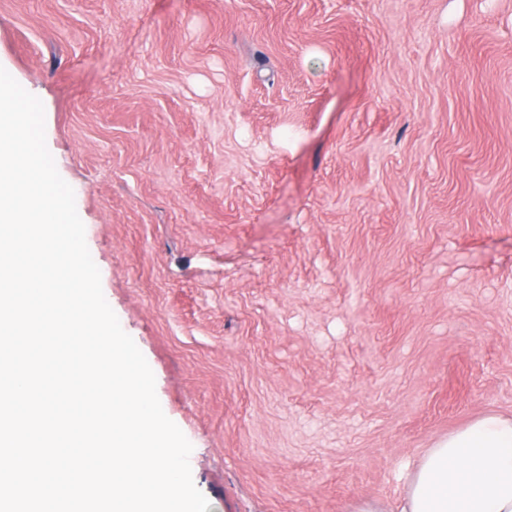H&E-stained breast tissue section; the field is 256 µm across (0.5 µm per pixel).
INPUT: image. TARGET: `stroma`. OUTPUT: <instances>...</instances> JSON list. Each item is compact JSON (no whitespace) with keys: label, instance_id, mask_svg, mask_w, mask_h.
<instances>
[{"label":"stroma","instance_id":"obj_1","mask_svg":"<svg viewBox=\"0 0 512 512\" xmlns=\"http://www.w3.org/2000/svg\"><path fill=\"white\" fill-rule=\"evenodd\" d=\"M0 66L208 512L512 416V0H0Z\"/></svg>","mask_w":512,"mask_h":512}]
</instances>
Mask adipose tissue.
I'll list each match as a JSON object with an SVG mask.
<instances>
[{
  "mask_svg": "<svg viewBox=\"0 0 512 512\" xmlns=\"http://www.w3.org/2000/svg\"><path fill=\"white\" fill-rule=\"evenodd\" d=\"M354 512H512V418L487 413L425 449L393 507Z\"/></svg>",
  "mask_w": 512,
  "mask_h": 512,
  "instance_id": "ef3b65f1",
  "label": "adipose tissue"
}]
</instances>
